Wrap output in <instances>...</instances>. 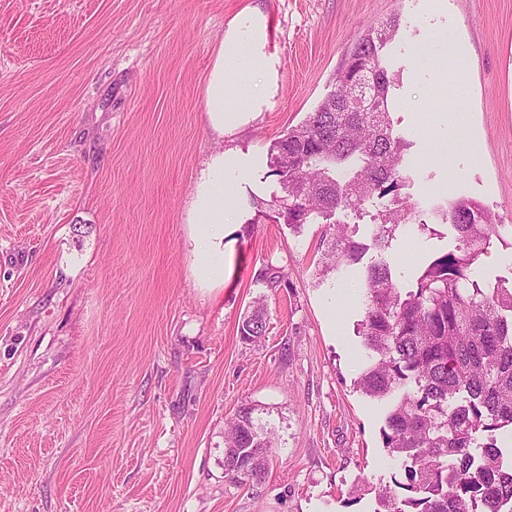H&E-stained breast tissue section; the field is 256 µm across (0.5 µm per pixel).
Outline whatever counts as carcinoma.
<instances>
[{"label":"carcinoma","instance_id":"obj_1","mask_svg":"<svg viewBox=\"0 0 512 512\" xmlns=\"http://www.w3.org/2000/svg\"><path fill=\"white\" fill-rule=\"evenodd\" d=\"M400 26L397 16L369 27L336 72L334 90L299 125L271 146V167L284 198L269 204L273 218L293 228L313 224L338 209L358 211L392 196L373 221L374 245L382 246L403 224L425 227L423 211L400 200L406 183L401 167L407 142L389 119L391 80L381 55ZM368 82L356 112L347 99ZM355 166L341 182L336 171ZM443 217L458 233L455 251L423 269L418 287L402 292L389 265L367 268L365 316L360 324L371 362L357 386L372 398H391L383 445L402 462L395 488L378 492L374 512H498L512 498V470L500 468L496 432L512 427V287L471 278L492 240L512 250V225L478 202L456 199ZM321 274L360 262L367 245L345 224L322 233ZM266 331L263 300L242 323L253 342ZM240 406L224 429V474L238 483H260L273 447L268 428ZM483 435L481 495L470 473V448Z\"/></svg>","mask_w":512,"mask_h":512}]
</instances>
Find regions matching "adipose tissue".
<instances>
[{
  "label": "adipose tissue",
  "mask_w": 512,
  "mask_h": 512,
  "mask_svg": "<svg viewBox=\"0 0 512 512\" xmlns=\"http://www.w3.org/2000/svg\"><path fill=\"white\" fill-rule=\"evenodd\" d=\"M269 24L256 9L238 14L222 34L205 88V114L217 135L233 131L249 121L243 99L260 104L271 93L277 71L264 47ZM436 56L448 63V79L454 88L451 112L464 111L469 102L467 72L470 56L463 40L445 33L430 34L414 51V62ZM236 157L214 153L200 177L191 204L192 243L198 258L200 281L223 279L224 259L230 252L227 241L234 224L233 184L228 172L238 170Z\"/></svg>",
  "instance_id": "adipose-tissue-1"
}]
</instances>
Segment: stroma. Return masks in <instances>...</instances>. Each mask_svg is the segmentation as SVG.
Listing matches in <instances>:
<instances>
[{
	"label": "stroma",
	"mask_w": 512,
	"mask_h": 512,
	"mask_svg": "<svg viewBox=\"0 0 512 512\" xmlns=\"http://www.w3.org/2000/svg\"><path fill=\"white\" fill-rule=\"evenodd\" d=\"M270 24L277 87L217 136L204 88L244 8ZM399 14L386 47L400 191L425 226L371 245L374 206L336 211L368 249L323 277V227L293 232L255 204L282 193L274 141L334 89L348 46ZM448 30L470 51V100L446 130ZM250 171L223 281L194 273L190 203L210 154ZM452 164L434 165L442 152ZM469 198L512 224V0H0V512H374L403 469L382 443L388 401L357 387L365 272L411 291L457 233L437 208ZM284 275L268 288L267 267ZM264 299L267 330L243 342ZM251 404L276 441L262 483L224 475V426Z\"/></svg>",
	"instance_id": "obj_1"
}]
</instances>
